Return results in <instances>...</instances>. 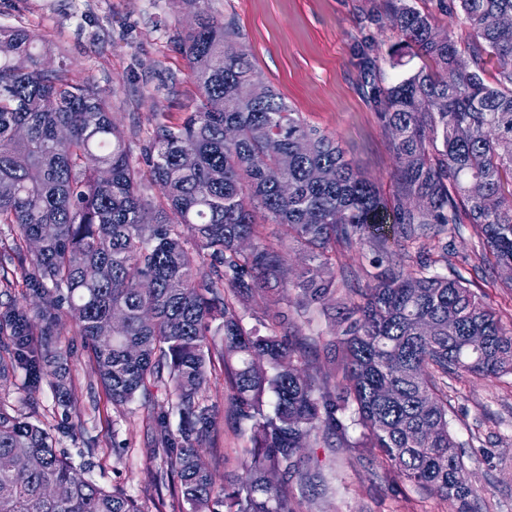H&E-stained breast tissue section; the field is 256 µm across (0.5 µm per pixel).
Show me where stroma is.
Wrapping results in <instances>:
<instances>
[{"mask_svg":"<svg viewBox=\"0 0 512 512\" xmlns=\"http://www.w3.org/2000/svg\"><path fill=\"white\" fill-rule=\"evenodd\" d=\"M363 0H211L216 14L233 16L264 83L279 92L307 123L339 143L345 157L383 195H391L395 162L387 135L362 96L356 56L358 43L376 38L386 80L416 71L421 62L392 53L397 41L389 25L364 22ZM0 23L20 24L34 39L47 38L65 50L75 82H90L112 96V111L133 142L147 137L157 113L181 122L196 88L175 48V28L185 17L172 0H0ZM447 262L435 269L460 276L489 304L504 326H512V288L496 271L481 265L480 238L469 224H449L439 237ZM415 261L418 243L385 247L365 243L337 249L333 270L338 283L362 290L383 251ZM58 346L72 379L73 406L63 410L48 384L33 386L18 370L0 379V402L52 434L55 446L86 477L120 487L157 512L168 488L152 485L145 450L152 433L142 423L143 409L131 403L116 409L97 384L95 365L76 325L60 317ZM221 360L209 368L206 402L215 426L202 460L217 486L239 473L240 448L249 444L250 427L229 405ZM451 432L473 484L481 487L479 512H512V375L472 376L448 381ZM299 455L315 479L305 488L313 512H449L445 501L419 493L388 473L377 449L366 446L360 427L342 435L318 432Z\"/></svg>","mask_w":512,"mask_h":512,"instance_id":"35a3bbf8","label":"stroma"}]
</instances>
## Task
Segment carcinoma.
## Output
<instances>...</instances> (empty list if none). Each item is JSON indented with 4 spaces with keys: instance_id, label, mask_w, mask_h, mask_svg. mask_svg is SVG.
<instances>
[{
    "instance_id": "obj_1",
    "label": "carcinoma",
    "mask_w": 512,
    "mask_h": 512,
    "mask_svg": "<svg viewBox=\"0 0 512 512\" xmlns=\"http://www.w3.org/2000/svg\"><path fill=\"white\" fill-rule=\"evenodd\" d=\"M176 2L197 17L174 44L198 99L180 125L155 124L139 162L109 95L72 82L62 58L45 68L53 42L0 24V224L19 230L5 257L37 301L33 312L0 306V332H9L0 378L23 369L71 408L56 340L63 310L113 407L138 398L146 407L151 389L167 390L179 427L174 434L165 416L148 414L156 446L147 456L148 477L171 488L172 512H302L312 500L294 482L299 449L319 430L342 434L350 423L386 471L451 512H476L481 492L450 432L448 376L512 374V328L461 278L432 271L424 240L448 224H473L482 258L497 271L512 266V26L498 23L512 16V0H458L469 30L461 41L417 0L361 5L367 22L388 19L401 48L422 61L388 83L380 44L360 49L363 92L396 163L389 200L256 75L234 18L212 13L208 0ZM214 98L224 111H210ZM260 153L263 168L253 164ZM282 180L292 186L286 202ZM144 212L152 223H141ZM266 222L287 225L324 258L302 273L293 314L335 311L340 338L323 349L339 359L337 386L305 343L282 332L287 313L243 324L240 304L263 299L273 281L288 284L287 258L266 241ZM395 226L421 242L416 265L389 257L364 291L339 295L324 272L336 245L378 240ZM33 239L40 247L31 254L24 246ZM115 312L121 327L105 329ZM212 331L223 336L218 346L206 341ZM215 354L232 409L252 431L244 476L231 488L216 487L201 463L214 425L204 391ZM1 459L10 466L0 468V512H145L126 491L86 478L46 428L2 405Z\"/></svg>"
}]
</instances>
